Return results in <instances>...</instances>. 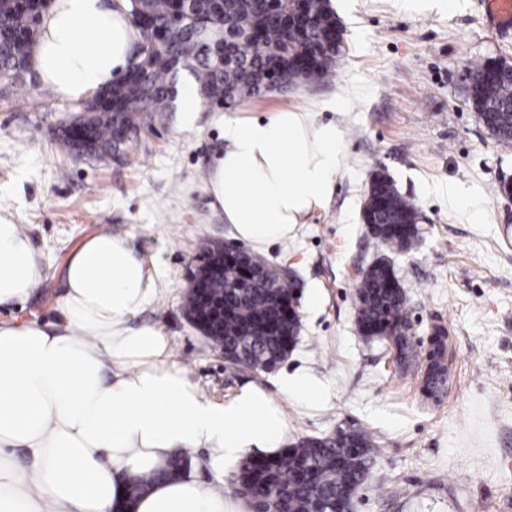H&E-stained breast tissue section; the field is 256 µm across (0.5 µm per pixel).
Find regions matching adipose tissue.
Segmentation results:
<instances>
[{
	"mask_svg": "<svg viewBox=\"0 0 512 512\" xmlns=\"http://www.w3.org/2000/svg\"><path fill=\"white\" fill-rule=\"evenodd\" d=\"M140 34L111 0H52L32 67L59 98L80 102L131 65ZM226 147L207 187L229 235L259 253L292 238L331 197L342 132L312 113L222 118ZM42 280L20 225L0 219V305ZM58 300L65 324L0 325V512H250L193 474L158 479L175 454L205 448L214 470L274 454L288 423L262 387L216 403L191 381L156 326L128 321L156 295L131 242L97 232L68 256ZM23 450L25 463L15 452ZM151 485L130 499V479Z\"/></svg>",
	"mask_w": 512,
	"mask_h": 512,
	"instance_id": "obj_1",
	"label": "adipose tissue"
}]
</instances>
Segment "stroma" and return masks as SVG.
Returning <instances> with one entry per match:
<instances>
[{"instance_id":"stroma-1","label":"stroma","mask_w":512,"mask_h":512,"mask_svg":"<svg viewBox=\"0 0 512 512\" xmlns=\"http://www.w3.org/2000/svg\"><path fill=\"white\" fill-rule=\"evenodd\" d=\"M344 27L334 74L218 108L152 113L117 159L69 153L57 136L72 102L32 78L0 95V216L22 225L43 278L25 304L0 306V325L60 322L70 251L94 232L129 237L156 271L153 301L131 321L156 325L208 398L264 387L288 420V442L356 425L378 457L354 512H512V142L489 134L470 104L474 64L512 62V29H489L479 0H331ZM288 106L333 120L344 163L331 198L270 264L298 283L299 338L283 366L315 376L322 404L283 396L279 372L226 361L183 312L203 244L225 236L209 169L224 151L221 117H268ZM385 171L415 206L422 238L391 256L407 298L418 359L363 340L356 326L359 271L387 254L361 220L370 178ZM448 333L449 378L422 389L420 357L432 327Z\"/></svg>"}]
</instances>
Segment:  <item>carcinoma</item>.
I'll list each match as a JSON object with an SVG mask.
<instances>
[{"instance_id": "cac0c4a2", "label": "carcinoma", "mask_w": 512, "mask_h": 512, "mask_svg": "<svg viewBox=\"0 0 512 512\" xmlns=\"http://www.w3.org/2000/svg\"><path fill=\"white\" fill-rule=\"evenodd\" d=\"M297 0H126L131 23L149 52L121 78L86 102L76 105L74 122L82 140L63 132V144H76L98 160L112 158L145 122L146 112H164L173 101L179 71L189 70L203 101L220 108L298 81L315 83L334 72L343 52V30L330 0H306L310 24L288 29V13ZM40 12L19 0H0V87L24 80ZM470 101L485 129L500 142H512V72L497 83L471 84ZM372 235L400 253L419 238L416 209L399 194L393 181L378 173L371 181L363 209ZM290 278L239 286L237 265L208 280L209 292L224 296V325L208 340L224 345L239 361L271 371L289 354L300 321L284 309L295 295ZM357 327L366 338L389 337L405 361L413 343L408 325L407 296L395 267L381 258L364 271L356 292ZM448 334L439 329L424 373L427 390L446 382ZM377 454L372 435L350 426L327 437L306 438L273 457L245 460L235 477L238 493L252 512H314L326 501L351 499L365 483Z\"/></svg>"}]
</instances>
